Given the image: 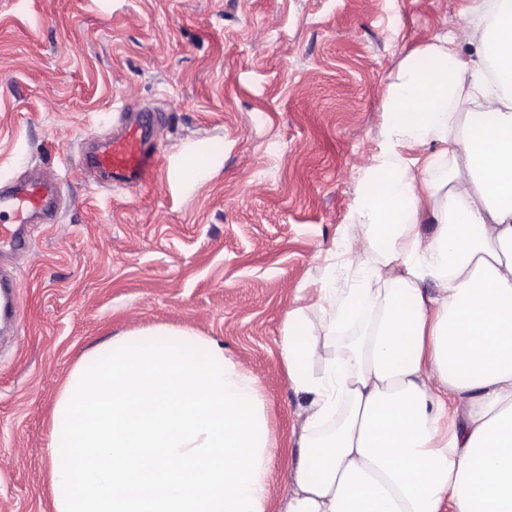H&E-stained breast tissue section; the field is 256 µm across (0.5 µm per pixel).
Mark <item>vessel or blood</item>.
<instances>
[{
    "label": "vessel or blood",
    "instance_id": "vessel-or-blood-1",
    "mask_svg": "<svg viewBox=\"0 0 512 512\" xmlns=\"http://www.w3.org/2000/svg\"><path fill=\"white\" fill-rule=\"evenodd\" d=\"M92 169L107 170L123 184H144L153 180L160 168L158 153L147 144L142 125L125 126L122 133L105 141L94 156ZM60 187L56 179H20L0 188V254H20L27 250L36 216L56 213ZM17 281L13 268L0 267V321L14 317Z\"/></svg>",
    "mask_w": 512,
    "mask_h": 512
}]
</instances>
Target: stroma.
<instances>
[{
  "label": "stroma",
  "instance_id": "obj_1",
  "mask_svg": "<svg viewBox=\"0 0 512 512\" xmlns=\"http://www.w3.org/2000/svg\"><path fill=\"white\" fill-rule=\"evenodd\" d=\"M469 0H0V182L52 170L71 204L14 262L18 330L0 344V512H54L46 453L81 356L186 327L257 380L293 466L302 406L281 358L299 289L342 249L400 63L466 23ZM205 142L211 177L170 155L134 188L83 181L128 120Z\"/></svg>",
  "mask_w": 512,
  "mask_h": 512
}]
</instances>
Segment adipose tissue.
Listing matches in <instances>:
<instances>
[{
	"mask_svg": "<svg viewBox=\"0 0 512 512\" xmlns=\"http://www.w3.org/2000/svg\"><path fill=\"white\" fill-rule=\"evenodd\" d=\"M383 112L348 212L355 284L337 296L328 264L282 330L311 397L283 512H512V0H472ZM274 448L216 340L114 336L56 400L55 512H267Z\"/></svg>",
	"mask_w": 512,
	"mask_h": 512,
	"instance_id": "1",
	"label": "adipose tissue"
}]
</instances>
